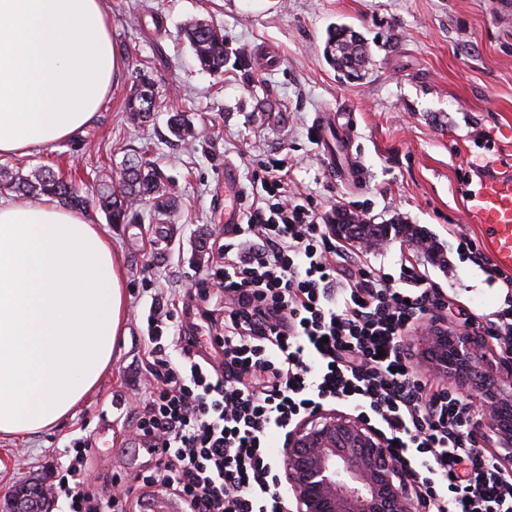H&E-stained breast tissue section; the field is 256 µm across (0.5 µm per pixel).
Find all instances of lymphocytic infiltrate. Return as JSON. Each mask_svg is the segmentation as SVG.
<instances>
[{"label": "lymphocytic infiltrate", "mask_w": 512, "mask_h": 512, "mask_svg": "<svg viewBox=\"0 0 512 512\" xmlns=\"http://www.w3.org/2000/svg\"><path fill=\"white\" fill-rule=\"evenodd\" d=\"M287 156L259 159L241 194L244 221L212 235L222 263L208 300L221 366L199 362L192 336L167 337L170 302L147 316L146 372L131 432L155 458L143 485L176 496L187 512H286L271 437L330 402L351 408L392 442L416 475L429 512H512V470L476 449L471 401L428 392L404 336L423 316L455 310L512 349V297L483 316L455 307L414 264L398 274L364 265L336 241L318 203L288 187ZM92 443L74 441L50 493L68 512H126L127 494L104 496L82 479Z\"/></svg>", "instance_id": "obj_1"}]
</instances>
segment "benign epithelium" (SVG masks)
Here are the masks:
<instances>
[{
    "instance_id": "1",
    "label": "benign epithelium",
    "mask_w": 512,
    "mask_h": 512,
    "mask_svg": "<svg viewBox=\"0 0 512 512\" xmlns=\"http://www.w3.org/2000/svg\"><path fill=\"white\" fill-rule=\"evenodd\" d=\"M415 359L483 404V429L512 462V357L489 358L480 336L432 316ZM280 455V484L292 492L296 512H427L417 480L358 416L318 410L288 433ZM54 506L46 490L7 501L9 512H53Z\"/></svg>"
}]
</instances>
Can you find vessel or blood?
Returning <instances> with one entry per match:
<instances>
[{"mask_svg":"<svg viewBox=\"0 0 512 512\" xmlns=\"http://www.w3.org/2000/svg\"><path fill=\"white\" fill-rule=\"evenodd\" d=\"M463 211L468 223L484 232V247L497 268L512 271V164L480 175L477 187L465 196ZM224 220L241 221L240 185L233 164L224 166Z\"/></svg>","mask_w":512,"mask_h":512,"instance_id":"1","label":"vessel or blood"}]
</instances>
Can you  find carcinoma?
<instances>
[{
  "label": "carcinoma",
  "instance_id": "cac0c4a2",
  "mask_svg": "<svg viewBox=\"0 0 512 512\" xmlns=\"http://www.w3.org/2000/svg\"><path fill=\"white\" fill-rule=\"evenodd\" d=\"M182 34L201 70L212 74L223 72L228 57L223 28L204 20L192 19L185 23ZM157 107L154 83L144 75L139 77L135 90L125 101L124 109L130 121L137 125L149 122ZM168 130L180 141L195 137L191 125L179 113L170 118ZM2 190L19 193L34 200L51 196L70 207L83 208L87 204V198L73 184L47 167L25 178L1 168L0 191ZM144 200L152 203L155 223L166 224L170 221L176 201L168 190L160 168L141 156L127 158L118 179L103 180L98 184L97 204L111 224L138 223L140 216L136 204ZM344 224L347 225L346 236L359 240L367 239L368 235L376 231L383 235L389 230L394 231L396 236H424L422 231L409 224H385L369 232L361 225H349L347 220Z\"/></svg>",
  "mask_w": 512,
  "mask_h": 512
}]
</instances>
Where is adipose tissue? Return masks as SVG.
Segmentation results:
<instances>
[{
	"label": "adipose tissue",
	"mask_w": 512,
	"mask_h": 512,
	"mask_svg": "<svg viewBox=\"0 0 512 512\" xmlns=\"http://www.w3.org/2000/svg\"><path fill=\"white\" fill-rule=\"evenodd\" d=\"M106 0H0V156L96 118L121 64ZM112 241L83 209L0 201V437L61 426L112 366L126 315Z\"/></svg>",
	"instance_id": "1"
}]
</instances>
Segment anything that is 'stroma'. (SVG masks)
<instances>
[{
	"mask_svg": "<svg viewBox=\"0 0 512 512\" xmlns=\"http://www.w3.org/2000/svg\"><path fill=\"white\" fill-rule=\"evenodd\" d=\"M112 43L121 60L109 100L92 125L56 150L0 157V168H53L92 195L132 154L156 162L178 211L168 224H111L91 206L90 223L112 240L127 277V320L111 369L62 427L24 439L0 438V502L29 482L49 484L68 462L71 441L90 437L88 469L106 492H121L150 456L131 441L146 317L157 294L181 297L172 331L198 336L203 360L220 364L204 311L214 301L184 296L210 277L202 243L224 223V165L248 187L254 160L287 151L292 188L329 210L353 202L375 224H412L443 250L445 264L414 259L429 280L475 314L504 305L502 282L460 256L458 234L480 238L463 217L462 194L483 165L512 151V0H109ZM223 26L231 54L221 76L196 65L180 28L191 19ZM358 32L368 50L361 79L343 81L324 57L330 26ZM155 80L161 106L145 126L124 102L137 71ZM273 98L283 112H262ZM185 114L195 137L167 127ZM332 109L354 114L349 135L366 179L351 186L332 172L314 119ZM364 264L399 271L400 236L372 248L352 242Z\"/></svg>",
	"mask_w": 512,
	"mask_h": 512,
	"instance_id": "1",
	"label": "stroma"
}]
</instances>
